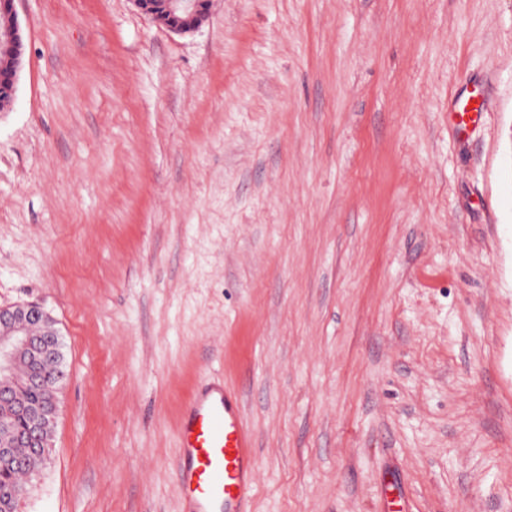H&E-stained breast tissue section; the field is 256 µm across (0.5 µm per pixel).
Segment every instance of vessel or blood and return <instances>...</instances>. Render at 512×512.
I'll list each match as a JSON object with an SVG mask.
<instances>
[{
  "label": "vessel or blood",
  "mask_w": 512,
  "mask_h": 512,
  "mask_svg": "<svg viewBox=\"0 0 512 512\" xmlns=\"http://www.w3.org/2000/svg\"><path fill=\"white\" fill-rule=\"evenodd\" d=\"M178 438L185 512H248L255 454L238 396L220 385L196 392L181 411Z\"/></svg>",
  "instance_id": "obj_1"
}]
</instances>
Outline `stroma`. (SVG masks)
Segmentation results:
<instances>
[{
  "label": "stroma",
  "instance_id": "obj_1",
  "mask_svg": "<svg viewBox=\"0 0 512 512\" xmlns=\"http://www.w3.org/2000/svg\"><path fill=\"white\" fill-rule=\"evenodd\" d=\"M16 10L0 305L50 311L68 378L15 512H182L209 381L251 512H512V0ZM137 8L154 23L171 32L195 31L209 12L212 0H133ZM479 113V108L471 106L470 99H468L464 103L461 101L456 102L448 111V118L459 131H464Z\"/></svg>",
  "mask_w": 512,
  "mask_h": 512
}]
</instances>
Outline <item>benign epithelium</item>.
Instances as JSON below:
<instances>
[{"label": "benign epithelium", "instance_id": "7a95c632", "mask_svg": "<svg viewBox=\"0 0 512 512\" xmlns=\"http://www.w3.org/2000/svg\"><path fill=\"white\" fill-rule=\"evenodd\" d=\"M16 0H0V59L9 63L8 78L0 86V112L12 107L17 96L18 74L24 56L23 34L17 19ZM137 8L154 23L171 32L187 34L195 31L209 12L212 0H133ZM60 352L59 331L50 313L39 303L30 302L11 307L0 306V379L13 374L20 358H26L28 370L25 383L50 396L67 379L60 372L44 369L45 357ZM0 410L9 414L24 413L28 421L19 431L11 430L10 421L0 419V428L7 431L0 447V456L18 468L44 462L52 448L46 437V419H55L56 402L49 408L30 409L8 387L0 386ZM21 445L28 456L12 458L9 448Z\"/></svg>", "mask_w": 512, "mask_h": 512}]
</instances>
